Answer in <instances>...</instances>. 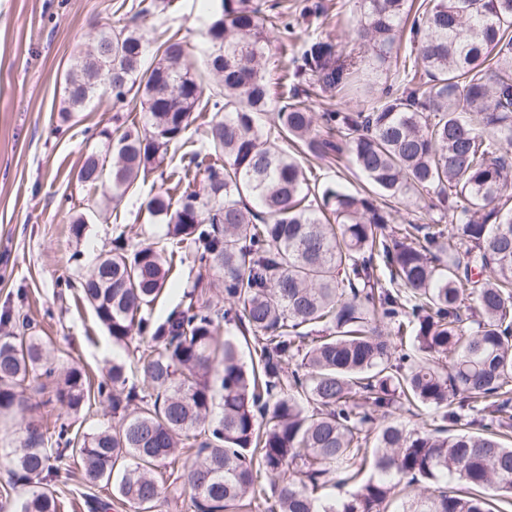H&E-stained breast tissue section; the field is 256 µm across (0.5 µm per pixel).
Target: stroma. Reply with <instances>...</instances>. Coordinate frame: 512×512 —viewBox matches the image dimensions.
<instances>
[{"label":"stroma","instance_id":"1","mask_svg":"<svg viewBox=\"0 0 512 512\" xmlns=\"http://www.w3.org/2000/svg\"><path fill=\"white\" fill-rule=\"evenodd\" d=\"M207 0H144L149 12L140 23L147 40L163 31H179L190 46H200L203 7ZM325 12L302 20L288 41L293 49L320 33L330 34L342 55L358 52L349 27L337 25V13H350L354 0H321ZM133 0H0V313L27 314L34 334L52 343L57 370L78 367L91 384L108 374L113 361L128 365V382L138 390L148 383L134 369L133 353L140 340L116 347L94 311L73 287L99 254L112 247L115 224L126 225L135 241L149 244L163 238L167 226L148 220L142 209L158 173L137 180L108 207L87 211L94 189L78 183L84 156L103 148L100 130L128 128L140 122L141 109L116 112L108 86L61 121L65 77L98 33L129 22ZM87 213L82 237L70 231L71 218ZM31 408L26 420L38 424L46 446L54 430L66 422L72 432L90 433L112 426L111 399L91 396L81 410H67L55 396L53 382L28 389ZM22 439L19 428L0 426V512H16L31 491L18 478L12 451ZM192 461L181 455L162 469L166 491L157 512H187L189 490L183 473ZM60 512H96L97 501L112 504L111 512H134L115 498L111 486L87 487L80 471L55 482Z\"/></svg>","mask_w":512,"mask_h":512}]
</instances>
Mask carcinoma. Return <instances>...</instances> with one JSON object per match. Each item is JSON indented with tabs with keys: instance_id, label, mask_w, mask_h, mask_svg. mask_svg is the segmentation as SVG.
I'll return each mask as SVG.
<instances>
[{
	"instance_id": "1",
	"label": "carcinoma",
	"mask_w": 512,
	"mask_h": 512,
	"mask_svg": "<svg viewBox=\"0 0 512 512\" xmlns=\"http://www.w3.org/2000/svg\"><path fill=\"white\" fill-rule=\"evenodd\" d=\"M358 2L346 18L357 58L316 37L275 78L267 53L293 21L259 0H220L199 48L210 87L176 32L142 68L147 42L128 27L101 32L66 75L64 122L104 81L94 60L108 51L112 107L131 95L143 112L140 127L99 132L112 161L87 153L81 184L122 197L187 143L197 111L211 117L188 164L211 163L202 189L174 166L178 200L160 190L146 201L165 238L142 245L120 231L80 282L112 343L150 337L138 358L150 392L123 393L127 367L114 363L97 392L112 391L117 424L78 443L62 427L56 451L26 425L15 466L43 488L19 512H59L48 482L67 447L85 484H112L136 512H155L158 469L191 448V512H500L505 494L512 505V0ZM406 31L413 65L378 97L363 85L369 109L317 112L300 97L310 78L334 97L361 67L383 72ZM303 157L345 158L370 189L318 194ZM424 195L426 214L401 224L377 201ZM176 259L196 271L193 289L155 319ZM211 271L222 307L199 292ZM47 363L41 337L0 335V417L24 418L18 388L51 376ZM90 392L71 367L56 397L76 411ZM402 408L435 410L448 426L370 427ZM350 482L346 498L318 494Z\"/></svg>"
}]
</instances>
